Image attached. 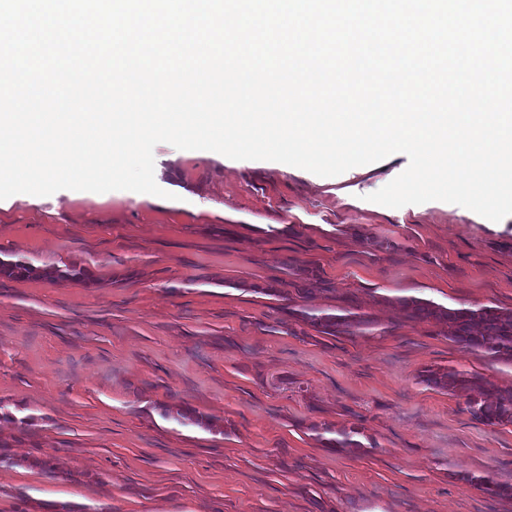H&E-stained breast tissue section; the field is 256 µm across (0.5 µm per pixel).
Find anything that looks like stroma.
<instances>
[{
    "mask_svg": "<svg viewBox=\"0 0 512 512\" xmlns=\"http://www.w3.org/2000/svg\"><path fill=\"white\" fill-rule=\"evenodd\" d=\"M163 196L61 190L0 204V259L85 269L0 276V512H512L469 483L512 484V425L421 383L512 367L391 304L512 310V216L368 194L391 155L333 177L167 143ZM379 327L329 336L292 318L294 268ZM356 427L361 447L317 431Z\"/></svg>",
    "mask_w": 512,
    "mask_h": 512,
    "instance_id": "35a3bbf8",
    "label": "stroma"
}]
</instances>
